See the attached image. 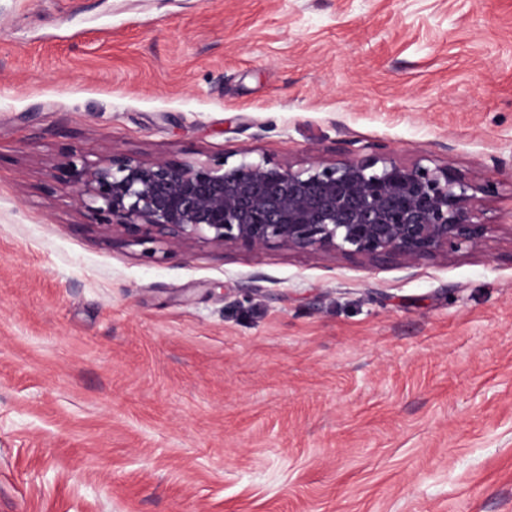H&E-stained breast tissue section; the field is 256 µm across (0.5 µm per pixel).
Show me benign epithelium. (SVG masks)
I'll return each mask as SVG.
<instances>
[{"instance_id": "benign-epithelium-1", "label": "benign epithelium", "mask_w": 512, "mask_h": 512, "mask_svg": "<svg viewBox=\"0 0 512 512\" xmlns=\"http://www.w3.org/2000/svg\"><path fill=\"white\" fill-rule=\"evenodd\" d=\"M88 223L137 243L253 250L278 247L409 266L441 252L477 250L478 188L448 167L407 166L382 147L304 168L243 150L171 161L109 153L57 166Z\"/></svg>"}]
</instances>
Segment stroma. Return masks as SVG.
Segmentation results:
<instances>
[{
	"instance_id": "35a3bbf8",
	"label": "stroma",
	"mask_w": 512,
	"mask_h": 512,
	"mask_svg": "<svg viewBox=\"0 0 512 512\" xmlns=\"http://www.w3.org/2000/svg\"><path fill=\"white\" fill-rule=\"evenodd\" d=\"M377 145L484 246L155 260L53 177ZM0 512H512V0H0Z\"/></svg>"
}]
</instances>
